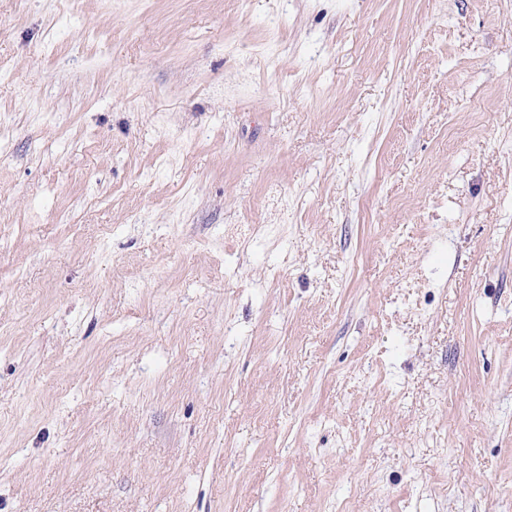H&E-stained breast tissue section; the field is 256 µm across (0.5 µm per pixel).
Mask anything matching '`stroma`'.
I'll return each instance as SVG.
<instances>
[{"label": "stroma", "mask_w": 512, "mask_h": 512, "mask_svg": "<svg viewBox=\"0 0 512 512\" xmlns=\"http://www.w3.org/2000/svg\"><path fill=\"white\" fill-rule=\"evenodd\" d=\"M0 512H512V0H0Z\"/></svg>", "instance_id": "1"}]
</instances>
